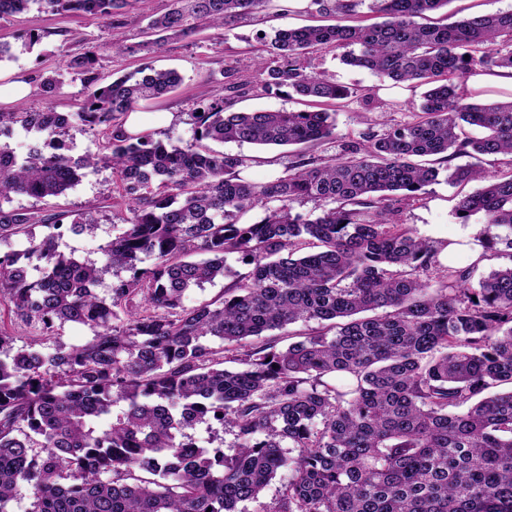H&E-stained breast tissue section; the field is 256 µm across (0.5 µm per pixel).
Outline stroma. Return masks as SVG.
Instances as JSON below:
<instances>
[{
	"instance_id": "1",
	"label": "stroma",
	"mask_w": 512,
	"mask_h": 512,
	"mask_svg": "<svg viewBox=\"0 0 512 512\" xmlns=\"http://www.w3.org/2000/svg\"><path fill=\"white\" fill-rule=\"evenodd\" d=\"M310 16L297 11L287 16L277 15L275 9L254 12L225 26L206 29L187 39L166 41L156 53L113 54L110 44L120 40L134 46L147 38L148 20L138 5H130L121 15L106 21L91 15H59L32 5L28 9L0 18V43L8 51L0 58V74L26 79L31 91L18 102L17 110L42 111L52 109L67 113L78 111L85 96L81 76L65 72L66 60L87 47H95L94 73L100 82L135 71L144 66L175 69L183 78L180 87L158 100L146 110L151 130L158 138L184 142L193 135L190 114L199 100L209 97L216 79L226 69L243 62L252 51H259L270 67L279 60L268 40L274 29L307 24ZM39 35L38 43H30V35ZM313 70L333 75L336 80L355 86L358 94L344 102L336 114V133L358 139L367 128H380L384 121L408 120L406 106L418 100L421 88L391 86L374 74L344 65L339 52H324L313 56ZM59 77L61 84L53 93L43 92L41 83L48 77ZM298 99L284 94L265 92L260 83L252 82L244 94L226 104L231 112L270 110L297 111ZM222 151L252 157V164L242 172L251 183H265L283 175L292 153L291 147L261 148L254 145L225 143ZM473 184L451 185L442 181L427 187L419 198L400 204L399 219L419 236L433 240L456 242V250L440 257L441 266L460 267L471 264L469 247L475 224H464L456 216L462 196L472 192ZM116 191L112 182V167L100 162L97 168L84 170L75 186L65 193L42 200L15 195L6 206L10 209H33L45 214L89 212L99 228L95 235H67L65 242L76 256L101 261L99 247L110 239L112 226L121 213L110 206L111 194Z\"/></svg>"
}]
</instances>
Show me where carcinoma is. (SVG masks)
<instances>
[{"mask_svg": "<svg viewBox=\"0 0 512 512\" xmlns=\"http://www.w3.org/2000/svg\"><path fill=\"white\" fill-rule=\"evenodd\" d=\"M271 2L172 0L149 21L157 38L112 48L150 55ZM451 2L308 0L335 23L277 29L281 64L264 85L309 109L226 111L224 93L247 85L230 68L190 113L187 142L123 129L140 104L180 86L178 72L146 66L99 85L92 47L67 63L91 87L79 111L0 112V201L58 196L96 166L69 154L65 135L81 124L109 151L112 207L128 213L99 265L62 247L67 230L94 233L91 214L66 225L63 214L0 208V244L28 242L0 252V301L39 331L17 349L0 326V512L26 491L31 512H512V389H502L512 385V265L471 285L479 262L512 251V171L483 167L512 158V99L466 89L478 71L512 69V9L450 22ZM32 3L110 20L128 0H0V17ZM364 4L380 21L354 23ZM321 49L395 86L427 87L410 103L414 119L337 140L332 108L354 90L306 70L302 58ZM18 129L31 135L22 155L1 141ZM205 140L303 150L255 184L239 176L250 158ZM330 143L337 153H310ZM460 157L470 162L451 166ZM443 170L450 184L482 182L457 215L480 217L483 251L442 270L452 242L397 223L395 198H417ZM302 201L320 214L293 213ZM256 207L259 221L240 222ZM229 254L250 270L185 306L186 292L227 275ZM65 323L93 336L47 350ZM298 323L306 330L286 347L267 336ZM226 354L237 369L224 368ZM213 422L235 429L232 453L196 445L191 431ZM281 470L290 477L267 506Z\"/></svg>", "mask_w": 512, "mask_h": 512, "instance_id": "1", "label": "carcinoma"}]
</instances>
